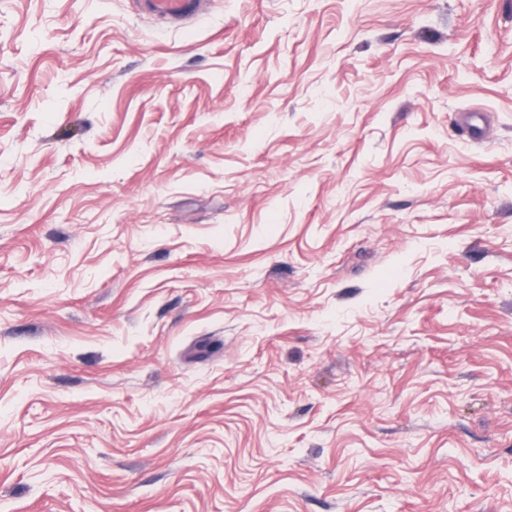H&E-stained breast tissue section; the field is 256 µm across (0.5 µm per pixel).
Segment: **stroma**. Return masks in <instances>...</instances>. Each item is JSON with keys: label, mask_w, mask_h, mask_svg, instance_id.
Returning a JSON list of instances; mask_svg holds the SVG:
<instances>
[{"label": "stroma", "mask_w": 512, "mask_h": 512, "mask_svg": "<svg viewBox=\"0 0 512 512\" xmlns=\"http://www.w3.org/2000/svg\"><path fill=\"white\" fill-rule=\"evenodd\" d=\"M136 2L0 0V512H512V0ZM141 5L154 13L171 19H183L197 14L203 0H141Z\"/></svg>", "instance_id": "35a3bbf8"}]
</instances>
